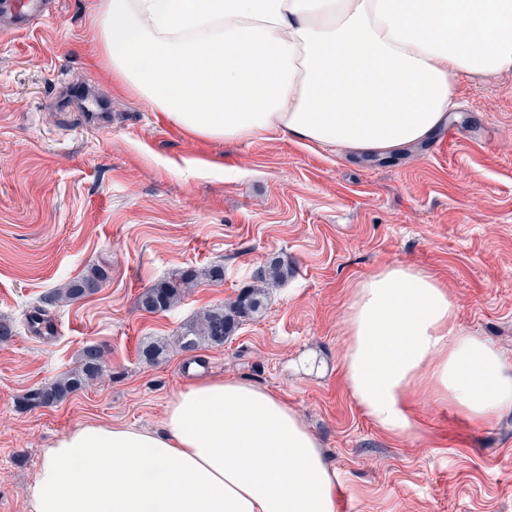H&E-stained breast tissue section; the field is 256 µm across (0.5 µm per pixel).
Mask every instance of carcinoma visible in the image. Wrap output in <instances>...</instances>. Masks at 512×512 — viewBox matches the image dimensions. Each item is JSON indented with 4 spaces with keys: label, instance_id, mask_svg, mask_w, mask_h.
I'll return each mask as SVG.
<instances>
[{
    "label": "carcinoma",
    "instance_id": "carcinoma-1",
    "mask_svg": "<svg viewBox=\"0 0 512 512\" xmlns=\"http://www.w3.org/2000/svg\"><path fill=\"white\" fill-rule=\"evenodd\" d=\"M290 269L280 259H274L259 270L256 280L278 284L288 278ZM107 272L94 267L62 287L50 293L54 303H69L85 298L101 287ZM197 276L192 271H184L168 280L147 289L140 302L144 310L152 313L166 312L181 302L185 294L195 287ZM265 307L264 287L253 286L240 292L237 298L227 306L206 309L195 319L186 323L174 339V345L182 352H192L203 344L221 346L234 335L240 321L249 318ZM106 370L103 349L97 344L83 347L78 367L43 387L32 390L26 396V402L33 407H51L76 393L100 378Z\"/></svg>",
    "mask_w": 512,
    "mask_h": 512
}]
</instances>
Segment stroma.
Wrapping results in <instances>:
<instances>
[{"mask_svg": "<svg viewBox=\"0 0 512 512\" xmlns=\"http://www.w3.org/2000/svg\"><path fill=\"white\" fill-rule=\"evenodd\" d=\"M94 2L59 0L28 31L0 32V319L15 324L0 342V512H29L45 449L74 428L160 429L196 363L299 413L338 472L336 512H512V413L480 426L423 395L415 431L394 438L342 377L344 306L394 263L445 283L458 325L512 369V72L459 77L458 134L385 154L197 140L113 79ZM274 256L291 277L224 345L145 361ZM94 265L108 274L97 293L46 301ZM215 265L223 280L208 277ZM186 270L197 285L177 306L142 309L147 288ZM89 343L104 377L56 406L26 404Z\"/></svg>", "mask_w": 512, "mask_h": 512, "instance_id": "35a3bbf8", "label": "stroma"}]
</instances>
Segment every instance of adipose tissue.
I'll return each instance as SVG.
<instances>
[{"mask_svg":"<svg viewBox=\"0 0 512 512\" xmlns=\"http://www.w3.org/2000/svg\"><path fill=\"white\" fill-rule=\"evenodd\" d=\"M124 88L187 134L352 154L432 136L457 76L512 71V0H97ZM343 376L395 437L423 392L482 425L512 411L501 353L462 330L447 287L401 263L361 279ZM31 512H336V471L300 415L239 378L184 387L162 428L85 424L57 439Z\"/></svg>","mask_w":512,"mask_h":512,"instance_id":"1","label":"adipose tissue"}]
</instances>
